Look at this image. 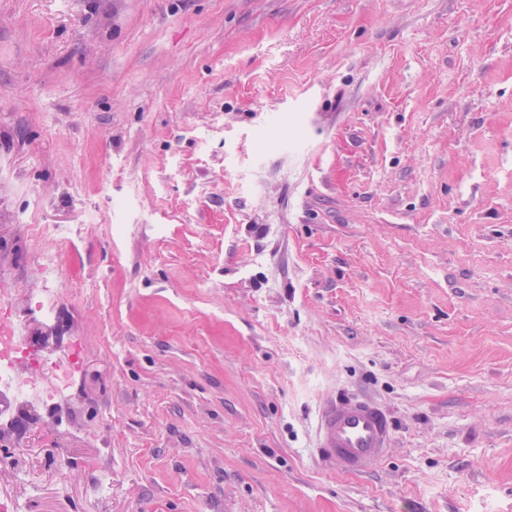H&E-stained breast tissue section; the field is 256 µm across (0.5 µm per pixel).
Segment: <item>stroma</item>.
I'll return each mask as SVG.
<instances>
[{"instance_id":"1","label":"stroma","mask_w":512,"mask_h":512,"mask_svg":"<svg viewBox=\"0 0 512 512\" xmlns=\"http://www.w3.org/2000/svg\"><path fill=\"white\" fill-rule=\"evenodd\" d=\"M1 288L82 349L9 512H512V0H0ZM391 434V419L376 403L335 398L318 415L315 450L337 472L368 474L388 452Z\"/></svg>"}]
</instances>
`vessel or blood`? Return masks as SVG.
<instances>
[{
	"label": "vessel or blood",
	"instance_id": "vessel-or-blood-1",
	"mask_svg": "<svg viewBox=\"0 0 512 512\" xmlns=\"http://www.w3.org/2000/svg\"><path fill=\"white\" fill-rule=\"evenodd\" d=\"M391 434L392 422L376 403L337 398L318 415L316 453L336 471L367 474L388 452Z\"/></svg>",
	"mask_w": 512,
	"mask_h": 512
}]
</instances>
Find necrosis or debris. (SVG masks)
I'll list each match as a JSON object with an SVG mask.
<instances>
[{"label": "necrosis or debris", "mask_w": 512, "mask_h": 512, "mask_svg": "<svg viewBox=\"0 0 512 512\" xmlns=\"http://www.w3.org/2000/svg\"><path fill=\"white\" fill-rule=\"evenodd\" d=\"M11 307L9 298L0 294V393L13 398L10 413L0 415V430L13 428L20 418L40 410L60 430L71 431L75 423L68 404L81 369V348L74 345L60 354H43L22 326L5 318Z\"/></svg>", "instance_id": "obj_1"}]
</instances>
